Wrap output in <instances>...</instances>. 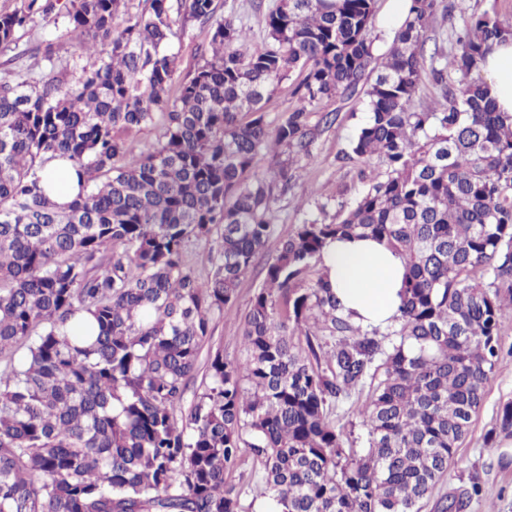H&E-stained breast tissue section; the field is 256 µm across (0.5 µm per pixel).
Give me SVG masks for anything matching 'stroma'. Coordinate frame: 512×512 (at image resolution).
<instances>
[{"label": "stroma", "instance_id": "obj_1", "mask_svg": "<svg viewBox=\"0 0 512 512\" xmlns=\"http://www.w3.org/2000/svg\"><path fill=\"white\" fill-rule=\"evenodd\" d=\"M443 3L445 9L437 13L433 31L439 46L446 52L451 49V35L454 28L460 26L462 15L488 11L512 18V0H443ZM68 27L69 18L63 13L48 19L35 18L21 31L16 45L0 48V64L9 63L15 71L32 70L37 77L52 72L70 80L79 78L85 69L97 63L98 58L68 40ZM210 31V26L197 24L177 31L171 38L170 50L178 58L176 79H183L193 70L195 51L209 42ZM49 43L55 49L53 60L35 61L33 51L44 49ZM319 110L335 113L336 121L313 145V162L295 170L291 190L277 202V219L262 253L263 258L274 256L281 240L304 218L320 214L326 222H334L341 206L352 205L367 188L371 177L385 169L382 161L376 158L364 165L343 157L350 138L368 118L363 103L337 98L320 104ZM263 280V274L257 269L241 279L232 308L214 322L206 348L219 346L223 348L225 358L238 362L245 360L242 324ZM499 342L501 352L486 386L484 403L457 450L454 465L423 501L421 512H435L439 498L468 487L475 479L481 484V496L469 502L463 512H512V464L505 466L500 462L501 451L512 453V437H501L493 443L488 440L500 407L512 401V318L504 319Z\"/></svg>", "mask_w": 512, "mask_h": 512}]
</instances>
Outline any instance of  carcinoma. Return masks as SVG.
I'll list each match as a JSON object with an SVG mask.
<instances>
[{
  "instance_id": "carcinoma-1",
  "label": "carcinoma",
  "mask_w": 512,
  "mask_h": 512,
  "mask_svg": "<svg viewBox=\"0 0 512 512\" xmlns=\"http://www.w3.org/2000/svg\"><path fill=\"white\" fill-rule=\"evenodd\" d=\"M440 2L411 0L378 59L376 0H274L260 49L216 0H150L121 30L125 0H67L70 40L106 56L76 81L0 76V512H249L224 480L247 450L262 465L253 500L274 512H421L483 403L512 310V115L471 78L512 20L473 17L456 54L428 55ZM55 9L0 13V47ZM177 23H209L211 37L174 96ZM296 70L297 104L272 129L264 103ZM428 75L440 100L420 105ZM360 95L368 119L346 156H380L385 172L336 222L295 225L266 263L245 362L219 347L201 359L294 167L333 123L312 122L313 108ZM147 125L160 138L137 152L130 135ZM55 160L80 182L67 205L41 186ZM351 237L405 261L384 335L343 313L325 274L301 285L328 240ZM192 238L211 241L204 280L184 262ZM366 384V447L347 448L330 415ZM497 430L512 436L511 401Z\"/></svg>"
}]
</instances>
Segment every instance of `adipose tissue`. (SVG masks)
<instances>
[{
	"label": "adipose tissue",
	"instance_id": "adipose-tissue-1",
	"mask_svg": "<svg viewBox=\"0 0 512 512\" xmlns=\"http://www.w3.org/2000/svg\"><path fill=\"white\" fill-rule=\"evenodd\" d=\"M479 72L498 110L512 113V37L493 43ZM322 266L353 322L385 327L399 317L406 268L383 243L371 238L328 241Z\"/></svg>",
	"mask_w": 512,
	"mask_h": 512
}]
</instances>
